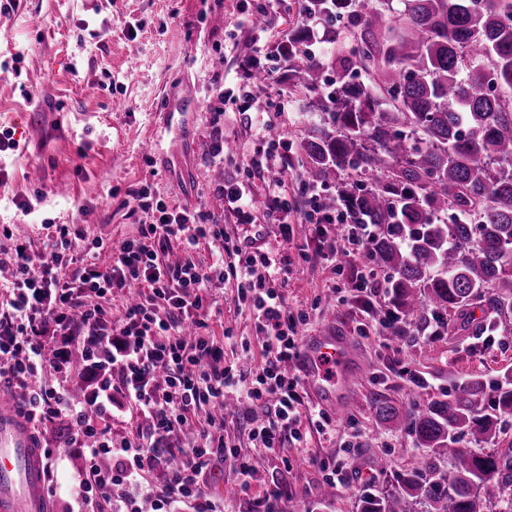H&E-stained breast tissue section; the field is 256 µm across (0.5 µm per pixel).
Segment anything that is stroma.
Listing matches in <instances>:
<instances>
[{"label":"stroma","instance_id":"obj_1","mask_svg":"<svg viewBox=\"0 0 512 512\" xmlns=\"http://www.w3.org/2000/svg\"><path fill=\"white\" fill-rule=\"evenodd\" d=\"M300 5L301 0H19L15 10L0 12V64L7 66L0 72V115L8 119L0 133H11L16 143L0 153V226L46 255L56 225H77L86 239L103 240L99 260L105 264L112 248L137 236L145 222L144 213L133 211L129 192L149 185L155 200L223 225L232 239L253 237L262 248L287 255L289 273L279 288L289 310L306 315L299 338L332 324L359 355L358 376L339 393L343 416L327 434L308 430L303 447H252L243 422L253 406L235 408L224 423V441L251 458L257 478L242 486L231 461L214 463L204 496L223 501L224 512H294L295 505L316 501L322 463L344 457L349 465L322 512H357L361 493L393 490L394 474L420 453L409 432L389 430L379 421L377 400L424 404L447 396L462 379L477 376L492 384L512 372V334L496 333L493 347L482 344L479 333L490 314L477 316L464 330L448 324L426 342L420 327H410L402 338L372 330L371 316L342 300L344 275L369 272L384 283L391 273L357 255L337 274L317 253L319 225L305 218L306 175L296 157L310 124L322 114L314 97L289 93L280 83L288 62L277 51L300 27ZM260 10L269 23L258 35L250 17ZM258 44L271 77L245 98L238 91V62ZM283 97L288 108L280 112L276 105ZM172 99L188 106L179 136L160 131ZM260 108L270 135L283 140L293 159L283 177L295 204L288 243L263 214L243 224L226 213L216 191L220 181L246 177L262 187L260 175L248 168L250 156L264 145L250 123ZM219 134L235 146L223 160L211 156ZM157 136L159 150L146 151ZM236 297L235 283L225 282L207 291L201 313L214 336L229 328L249 340L247 354L224 347L225 360L247 371L260 365L262 346ZM45 437L59 447L52 504L64 512L80 458L75 449L62 447L57 430L48 429ZM377 458L388 467L375 475Z\"/></svg>","mask_w":512,"mask_h":512}]
</instances>
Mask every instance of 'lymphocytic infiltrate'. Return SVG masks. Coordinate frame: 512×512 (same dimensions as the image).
<instances>
[{
    "label": "lymphocytic infiltrate",
    "mask_w": 512,
    "mask_h": 512,
    "mask_svg": "<svg viewBox=\"0 0 512 512\" xmlns=\"http://www.w3.org/2000/svg\"><path fill=\"white\" fill-rule=\"evenodd\" d=\"M282 180L267 183L255 197L241 182L224 184L221 192L230 211L239 216L263 207L280 223L282 240H290L292 204ZM306 217L313 224H342L345 234L324 252L336 263L341 253L362 255L372 237L369 225L350 223L345 211L323 210L316 187L304 186ZM136 209L151 214L138 237L122 241L109 264L98 261L102 240L85 246L81 229L58 226L53 257L36 262L30 244L15 240L13 275L8 298L0 303V383L17 389L33 427L56 423L66 430L64 444L84 460L78 472L77 512H99V503L118 482L141 484L153 470L169 437L197 425L199 443L189 460L170 473L163 494L155 496L154 512H166L171 499L203 497L204 475L214 458L224 454L223 416L214 412L227 396L252 403L272 402L266 418L246 423L250 440L272 448L285 441L302 442V425L326 432L331 426L323 411L302 413L303 381L288 366L297 359L301 315L290 312L278 288L288 274V259L260 249L244 260L225 262L231 239L223 225L200 223L187 209L154 200L147 185L131 192ZM185 252L170 264L164 255L172 241ZM212 244L213 261L197 266L190 253L200 241ZM82 252L73 275L65 269L70 255ZM235 280L237 299L248 306L262 338V361L244 372L224 363L223 338L210 336L201 317L202 296L209 288ZM141 287L120 320L103 307L104 298ZM55 356L45 359L46 345ZM85 369L82 400H73L67 386L74 360ZM144 416L148 425L138 440L112 439V408L116 401Z\"/></svg>",
    "instance_id": "f902f5d3"
}]
</instances>
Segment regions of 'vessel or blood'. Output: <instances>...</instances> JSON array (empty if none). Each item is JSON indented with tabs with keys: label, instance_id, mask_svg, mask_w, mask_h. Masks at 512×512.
<instances>
[{
	"label": "vessel or blood",
	"instance_id": "vessel-or-blood-1",
	"mask_svg": "<svg viewBox=\"0 0 512 512\" xmlns=\"http://www.w3.org/2000/svg\"><path fill=\"white\" fill-rule=\"evenodd\" d=\"M351 360L349 339L328 327L304 342L297 365L312 395L334 409ZM45 482L40 439L17 401L0 390V512H50Z\"/></svg>",
	"mask_w": 512,
	"mask_h": 512
}]
</instances>
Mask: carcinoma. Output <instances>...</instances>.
<instances>
[{
	"label": "carcinoma",
	"instance_id": "cac0c4a2",
	"mask_svg": "<svg viewBox=\"0 0 512 512\" xmlns=\"http://www.w3.org/2000/svg\"><path fill=\"white\" fill-rule=\"evenodd\" d=\"M302 0L323 25L347 16L353 45L334 29L337 87L307 51L316 28L288 39V91L320 93L324 122L299 145L308 183L332 182L326 210L343 208L377 229L368 250L393 272L398 326L488 308L512 313V0ZM373 74L378 92L355 80ZM485 383L456 384L445 399L404 413L376 403L426 452L394 476V490L365 492L359 512H512V448H461L488 439L512 415V380L484 405Z\"/></svg>",
	"mask_w": 512,
	"mask_h": 512
}]
</instances>
